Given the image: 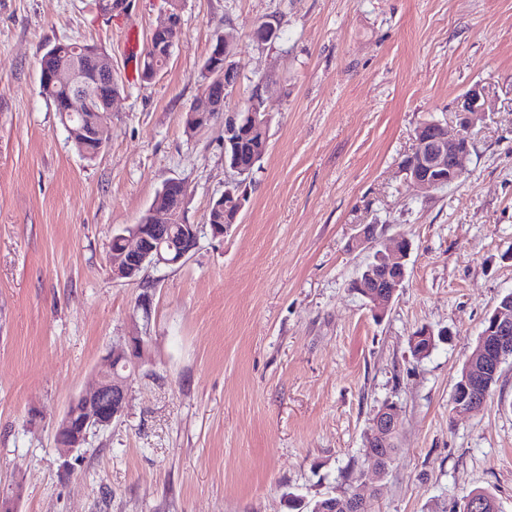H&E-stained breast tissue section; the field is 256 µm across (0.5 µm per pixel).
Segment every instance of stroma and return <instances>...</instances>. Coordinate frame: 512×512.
Here are the masks:
<instances>
[{"label": "stroma", "mask_w": 512, "mask_h": 512, "mask_svg": "<svg viewBox=\"0 0 512 512\" xmlns=\"http://www.w3.org/2000/svg\"><path fill=\"white\" fill-rule=\"evenodd\" d=\"M168 0H0V494L16 512H290L364 476L373 512H459L474 489L512 512V357L491 396L453 413L485 317L512 293V0H183L153 79L131 78ZM278 24L274 44L255 26ZM232 37L240 82L273 102L269 148L224 237L183 265L113 279L109 245L168 180L204 223L228 179L221 120L186 132L200 69ZM82 41L121 86L105 151L84 159L43 95L39 60ZM492 107L462 179L418 190L400 165L420 122L457 98ZM403 235L406 276L384 317L352 288L360 225ZM148 308H141V299ZM437 332L418 359L409 338ZM148 339L124 418L62 457L55 430L103 354ZM397 407L384 473L365 458ZM400 427L399 413L393 407L387 408L382 407L376 414L371 430L366 438L367 448H377V458L380 462L391 461L393 453L395 451L394 442L387 444L386 448H379L381 444L389 442L395 434L398 432Z\"/></svg>", "instance_id": "stroma-1"}]
</instances>
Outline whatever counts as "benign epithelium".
Here are the masks:
<instances>
[{
	"label": "benign epithelium",
	"mask_w": 512,
	"mask_h": 512,
	"mask_svg": "<svg viewBox=\"0 0 512 512\" xmlns=\"http://www.w3.org/2000/svg\"><path fill=\"white\" fill-rule=\"evenodd\" d=\"M182 27L179 3H172L166 21L155 27L153 33L164 35L165 41L150 42V48L171 58L176 38ZM278 37V29L267 22L254 29V38L259 43H272ZM230 40L218 37L207 58L203 70L205 100L187 112V124L198 128L209 124L218 113H224V156L232 171L226 183L224 197L211 204L209 229L212 238L224 236L236 220L227 219L224 212V198L236 204L235 214H240L247 197V181L242 176L248 173L251 163L241 160L237 148L239 136L255 129L269 130L272 120L271 100L260 97L247 107L228 109L221 104L216 89H223V97H229L238 81V73L232 61ZM92 60L97 70L109 78L110 98L120 93V85L112 69V62L92 46L78 45L75 53L69 55L66 63L40 73L41 88L63 85L68 88L64 116L73 125L67 126L70 140L74 141L79 153L85 158H96L104 149V124L112 107L101 111L97 108L99 90L83 71L87 60ZM489 111L487 98L479 87L466 91L456 104L455 119L458 127L429 120L415 129V148L408 155L407 166L402 168L406 180L416 186L438 189L444 185L459 182L465 174L466 161L471 154L472 141L466 132L482 121ZM433 125L442 134L433 136L427 127ZM179 199V205H169L170 196ZM187 189L183 181L171 179L150 207L149 219L138 224L123 227L118 233L120 249L109 254V266L114 279L134 280L147 266L158 267L182 264L190 259L200 246L204 226L189 223L187 216ZM179 225L177 236H172V225ZM358 241L374 250L371 265L357 280L363 297L370 308L384 315L397 291L402 287L406 275V261L411 243L404 237L392 238L387 242L377 238L372 228L361 225ZM385 269L394 274L383 283L374 274V268ZM146 343L141 336L129 337L124 347L108 351L100 359L95 371L94 386L75 397L65 410L62 423L68 429L66 442H57L60 452L69 454L81 447L89 435L112 425L121 419L127 410L129 383L138 371L145 356ZM512 357V304L498 305L487 317L485 327L473 353L467 358L471 370L464 376L459 393L468 397L470 393H487L488 380L499 373L501 364ZM400 427L399 413L394 408H381L376 414L366 438V447L378 448L389 442ZM367 501L358 492L345 498L340 504H331L341 512H360Z\"/></svg>",
	"instance_id": "1"
}]
</instances>
